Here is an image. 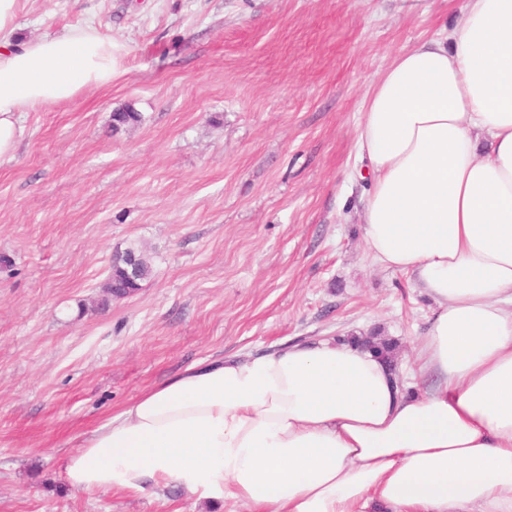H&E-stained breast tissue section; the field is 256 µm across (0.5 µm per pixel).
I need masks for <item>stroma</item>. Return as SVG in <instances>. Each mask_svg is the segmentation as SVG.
I'll return each mask as SVG.
<instances>
[{"label":"stroma","mask_w":512,"mask_h":512,"mask_svg":"<svg viewBox=\"0 0 512 512\" xmlns=\"http://www.w3.org/2000/svg\"><path fill=\"white\" fill-rule=\"evenodd\" d=\"M466 0H22L23 43L93 22L111 84L17 113L0 159V512H249L177 486L78 491L82 435L189 365L306 339L396 342L436 306L369 259L356 140L391 58ZM132 107L140 123L112 130ZM140 290L101 305L114 254ZM134 253L138 259L137 269H138V276L135 279V282L137 285H135L134 288L139 289L141 287V282L144 281L151 273V266L149 264L148 259L142 254V252L138 251L136 248L130 247L126 249V251L122 253H117L114 255L112 259V272L110 275V279H112V283L116 286L114 289L122 290L126 284L127 281V275H126V257Z\"/></svg>","instance_id":"35a3bbf8"}]
</instances>
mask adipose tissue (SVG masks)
I'll return each instance as SVG.
<instances>
[{
  "instance_id": "obj_1",
  "label": "adipose tissue",
  "mask_w": 512,
  "mask_h": 512,
  "mask_svg": "<svg viewBox=\"0 0 512 512\" xmlns=\"http://www.w3.org/2000/svg\"><path fill=\"white\" fill-rule=\"evenodd\" d=\"M0 0V158L17 113L112 81L94 25L16 46ZM368 256L438 306L411 394L331 341L203 360L138 395L64 464L82 491L174 482L251 512H512V0H467L447 39L397 53L368 89Z\"/></svg>"
}]
</instances>
